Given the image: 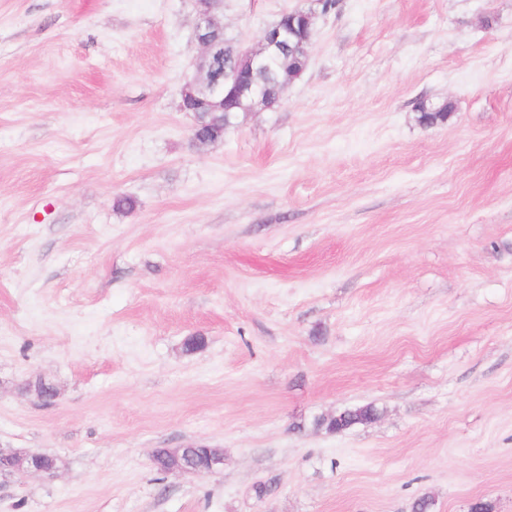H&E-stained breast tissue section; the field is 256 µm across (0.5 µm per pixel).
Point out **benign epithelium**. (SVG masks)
<instances>
[{"mask_svg":"<svg viewBox=\"0 0 512 512\" xmlns=\"http://www.w3.org/2000/svg\"><path fill=\"white\" fill-rule=\"evenodd\" d=\"M224 10V0H197L194 38L199 46L195 62V73L180 89V108L185 104L201 100L211 112L224 111V100L235 99L238 104L248 101L251 110L264 112L271 107L263 78L268 72V59L284 53L309 56L311 37L297 38L294 23L287 25L275 22L266 27L258 40V47H245L235 42L231 47L232 61H225L224 40L219 34L224 32L220 14ZM40 456L35 453L14 449H0V474L55 475V471L37 464ZM224 468V451L213 449L211 465L207 469L182 467L181 475L199 476L215 473Z\"/></svg>","mask_w":512,"mask_h":512,"instance_id":"1","label":"benign epithelium"}]
</instances>
